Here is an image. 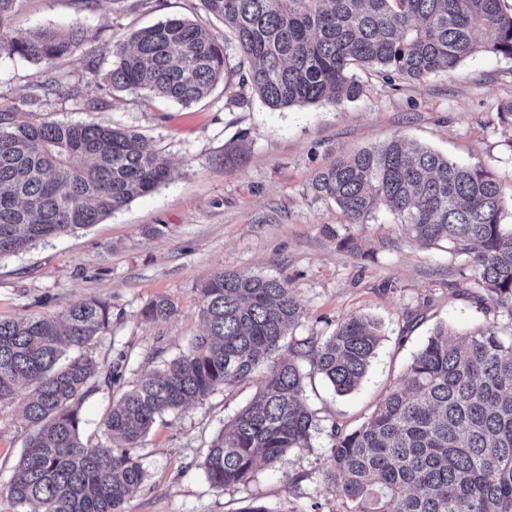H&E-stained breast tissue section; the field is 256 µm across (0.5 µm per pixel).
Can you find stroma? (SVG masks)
I'll use <instances>...</instances> for the list:
<instances>
[{"mask_svg":"<svg viewBox=\"0 0 512 512\" xmlns=\"http://www.w3.org/2000/svg\"><path fill=\"white\" fill-rule=\"evenodd\" d=\"M169 17L206 20L223 36L221 20L201 0H20L17 31L65 29L81 20L90 40L48 70L81 99L54 96L29 103L39 64L0 51V106L25 102L32 122L109 123L140 134L170 164L172 177L99 224L0 258V319L56 315L71 303L101 298L112 306L108 330L88 348L101 368L122 362L121 386L186 351L203 332L201 288L220 269L288 278L304 316L295 339L327 336L337 323L363 314L381 325L382 340L360 387L334 393L310 361H302L308 402L318 418L311 445L260 469L247 486L218 490L201 461L225 422L256 393L254 382L215 391L204 403L159 419L135 453L146 471L124 512H243L257 503L270 512H342L336 487L322 482L330 426L360 425L412 356L439 325L470 331L487 316L450 294L457 279L447 244L414 243L406 225L378 211L352 228L329 200L315 198L316 172L353 151L403 136L448 158L491 170L512 224V125L499 119L512 107V60L479 51L452 71L415 82L359 72L354 101L272 109L258 97L234 102L225 83L237 82L239 56L226 51L222 83L196 104L150 102L112 89L105 73L113 49L132 30ZM98 108H89V101ZM362 250H341L349 232ZM169 299L164 321L141 315L153 299ZM423 314L406 328L409 311ZM30 429L19 406L0 409V491Z\"/></svg>","mask_w":512,"mask_h":512,"instance_id":"1","label":"stroma"}]
</instances>
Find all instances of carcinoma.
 <instances>
[{
    "label": "carcinoma",
    "instance_id": "obj_1",
    "mask_svg": "<svg viewBox=\"0 0 512 512\" xmlns=\"http://www.w3.org/2000/svg\"><path fill=\"white\" fill-rule=\"evenodd\" d=\"M20 0H0V49L50 63L82 49L88 31L11 35ZM224 21L218 41L202 21L168 18L133 31L112 51L116 90L190 105L224 77L231 44L239 88L270 108L352 101L355 70L421 81L454 70L493 33L489 51L512 59V13L503 0H202ZM0 109V257L76 233L153 192L168 161L139 134L108 124L31 123ZM311 191L333 200L348 224L381 207L420 245L446 241L469 272L448 288L492 315L469 333L436 327L358 428L331 426L322 479L347 512H512V231L502 227L495 175L403 137L357 150L315 174ZM205 332L182 355L143 372L112 399L103 433L118 446L83 442L84 399L99 364L83 349L109 327L110 303L81 299L56 316L0 319V406L21 401L31 428L7 489L11 512H123L144 482L133 449L168 412L202 403L263 371L256 398L211 442L203 468L213 488L245 487L261 467L311 447L317 419L300 361L346 395L380 344L379 323L350 315L332 335L284 344L304 316L286 278L216 272L201 288ZM175 312L166 298L147 320Z\"/></svg>",
    "mask_w": 512,
    "mask_h": 512
}]
</instances>
